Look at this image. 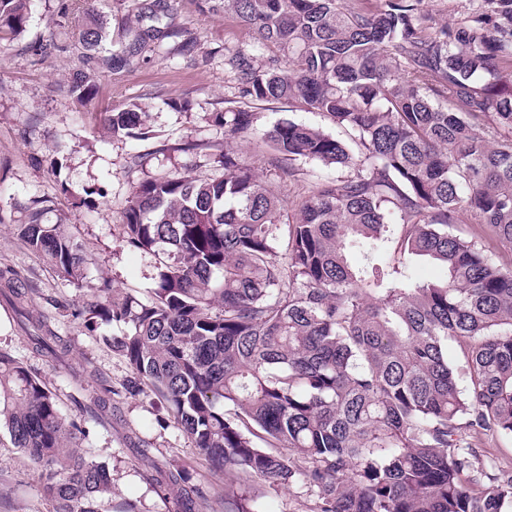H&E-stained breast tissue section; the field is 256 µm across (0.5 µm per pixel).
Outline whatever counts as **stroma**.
Returning a JSON list of instances; mask_svg holds the SVG:
<instances>
[{"label": "stroma", "mask_w": 512, "mask_h": 512, "mask_svg": "<svg viewBox=\"0 0 512 512\" xmlns=\"http://www.w3.org/2000/svg\"><path fill=\"white\" fill-rule=\"evenodd\" d=\"M35 0L23 31L0 44V267H11L28 290L26 306L66 342L69 355L56 363L33 352L17 323L15 308L0 301V351L19 358L58 397L66 418L83 428L74 442L112 470V494L99 500L98 512H119L129 504L135 512H183L178 488L158 494L156 471L182 469L199 484L206 499L195 512H224V496L249 491L259 512H314L316 489L296 477L274 489L246 476L216 475L200 459L187 435L169 420L150 389L126 393L133 373L106 340L117 328L100 324L89 332L71 309L85 306L87 289L63 278L16 233L25 216L14 204L31 197L47 199L50 222L68 224L84 244L86 276L108 283L113 294L135 291L148 297L157 270L150 257L124 242L120 212L143 180L181 171L205 180L223 178L225 150L239 153L289 207H296L307 181H283L268 163L266 145L254 139L231 140L213 125L212 113L236 99L225 50L247 47L249 38L232 15L205 14L199 0ZM157 19H150V11ZM93 18L102 27L106 46L124 48L139 26H154L164 38L149 42L129 65L102 68L98 90L88 103L68 92L83 48L76 36L82 21ZM196 42L188 55L177 50L170 31ZM56 45L45 61H37L33 45ZM187 98V109L166 106L169 98ZM139 103L149 114L153 138L135 141L104 138L98 113ZM246 110L259 113L261 128L284 115L336 134L321 115L289 110L284 102L249 101ZM113 390L112 413L88 411L90 393ZM0 512H51L39 491L38 471L19 456L7 432H0Z\"/></svg>", "instance_id": "35a3bbf8"}]
</instances>
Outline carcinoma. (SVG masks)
Here are the masks:
<instances>
[{
	"mask_svg": "<svg viewBox=\"0 0 512 512\" xmlns=\"http://www.w3.org/2000/svg\"><path fill=\"white\" fill-rule=\"evenodd\" d=\"M251 33L224 55L239 97L316 112L347 139L294 119L258 127L235 107L211 122L271 144L290 181L301 163L348 168L315 176L297 217L252 168L224 151V179L180 172L141 182L122 211L126 245L154 260L145 299L85 280L84 248L43 201L19 203L26 246L92 292L74 312L89 331L120 326L112 349L153 388L214 473L273 487L298 475L316 512H512V475L474 466L469 439L512 437V268L456 232L482 226L512 251V0H480L437 26L424 0H203ZM31 0H0V39L19 33ZM89 51L101 32H80ZM95 83L72 85L90 99ZM138 103L99 114L112 135L148 138ZM363 249L364 261L353 252ZM425 260L442 278L416 279ZM0 297L27 289L0 269ZM37 354L67 346L35 320ZM462 358H448V345ZM466 379L459 387V378ZM0 427L40 470L53 512H96L112 473L70 446L78 423L17 358L0 352ZM190 475L155 478L158 491Z\"/></svg>",
	"mask_w": 512,
	"mask_h": 512,
	"instance_id": "carcinoma-1",
	"label": "carcinoma"
}]
</instances>
